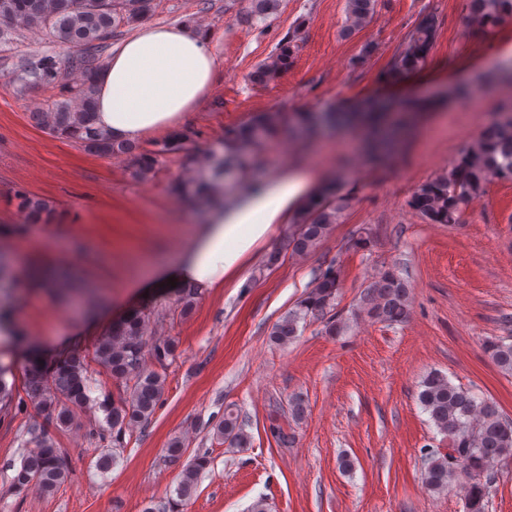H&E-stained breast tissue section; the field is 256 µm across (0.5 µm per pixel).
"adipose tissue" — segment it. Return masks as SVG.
<instances>
[{"instance_id":"ef3b65f1","label":"adipose tissue","mask_w":512,"mask_h":512,"mask_svg":"<svg viewBox=\"0 0 512 512\" xmlns=\"http://www.w3.org/2000/svg\"><path fill=\"white\" fill-rule=\"evenodd\" d=\"M218 74L209 33L197 26L143 25L112 50L97 77L95 125L117 142L177 130L207 95ZM317 187L309 172L294 170L253 184L216 210L191 245L151 264L153 281L174 280L199 289L235 279L273 225L287 221Z\"/></svg>"}]
</instances>
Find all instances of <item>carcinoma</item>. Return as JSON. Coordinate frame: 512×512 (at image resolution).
<instances>
[{
    "label": "carcinoma",
    "instance_id": "1",
    "mask_svg": "<svg viewBox=\"0 0 512 512\" xmlns=\"http://www.w3.org/2000/svg\"><path fill=\"white\" fill-rule=\"evenodd\" d=\"M154 0H0V43L9 45L13 37L29 30L48 31L64 56L45 53L17 61L12 81L16 95L22 96L33 85L57 88L60 99L29 113L31 122L55 138L74 141L87 151L131 158L133 176L145 179L152 174L159 157L183 152L185 166L194 172L190 179L175 184L185 201L203 197L223 184L227 170L242 171L246 154L259 148L281 129L296 124L312 136L323 124L340 125L368 118L377 120L400 106L388 98H369L353 104L350 111L295 112L287 116L279 111L258 112L238 127L224 131L217 144L202 152L185 145L192 133L181 130L167 137L157 150H144L134 143L114 142L95 127L97 96L96 74L104 67L107 41L120 29L147 18ZM379 0H346V25L343 36L350 38L375 17ZM280 0H248L246 18L252 24L266 22L275 15ZM470 18L491 29L512 19V0H467ZM439 30L438 15L423 13L409 28L394 51L387 77L404 78L426 64ZM301 42L300 27L282 39L274 53L249 75L254 85L267 86L277 81L294 61ZM393 136L387 129L374 127L368 154L383 160L391 151ZM512 180V113L492 120L483 134L461 152L444 174L421 184L410 204L430 224H459L470 200L483 193L493 179ZM18 209L27 224H48L58 212L49 201L17 193ZM347 205L346 196L334 184L324 186L308 200L294 218L296 231L286 247L308 254L337 223ZM341 285V266L330 262L312 290L273 327L270 338L277 345L292 343L299 324L310 319L325 323L332 334L347 327L336 312ZM181 311L189 313L199 289L179 286L174 289ZM407 281L392 269L378 272L376 280L360 300V311L368 317L388 323L404 321L409 314ZM151 313L129 311L101 336L94 347L93 360L112 378L125 385L124 396L104 399L99 407L105 414L107 432L112 434L113 450L122 447L126 432L145 423L155 412L164 393L165 376L146 366V358L159 365L175 355L174 339L148 345L144 339ZM483 348L496 365L512 375V336H497L484 341ZM87 356L73 353L52 366L42 363L40 355L30 354L26 377L27 398H15L14 386L6 380L8 369L0 365V408L25 406L30 400L56 428L70 426L75 410L90 401ZM418 401L435 427L448 440L446 448H425L422 453L423 480L428 489L443 492L458 483L465 512H488L495 481L494 465L512 458V420L503 416L497 405L484 395L452 384L439 371L429 372L420 382ZM37 449L29 453L14 470L10 487L22 492L31 486L52 492L65 482L69 470L49 431L33 432ZM213 439L236 448L249 444V436L238 411L227 408L213 427ZM211 465L210 457L198 454L184 468L170 495L164 512H180V507L196 491L201 474Z\"/></svg>",
    "mask_w": 512,
    "mask_h": 512
}]
</instances>
